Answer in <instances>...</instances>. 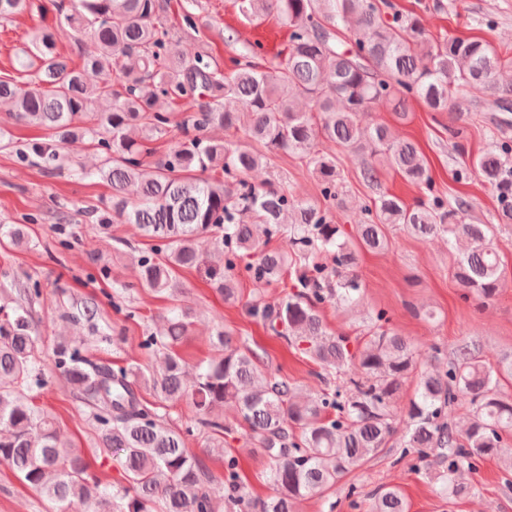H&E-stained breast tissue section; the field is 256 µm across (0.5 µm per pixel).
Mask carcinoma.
Returning <instances> with one entry per match:
<instances>
[{
    "mask_svg": "<svg viewBox=\"0 0 512 512\" xmlns=\"http://www.w3.org/2000/svg\"><path fill=\"white\" fill-rule=\"evenodd\" d=\"M250 21L274 13L288 27V50L262 67L253 61L255 44L232 30L242 60L226 74L203 52L190 58L171 54L164 0H69L57 4L51 26L41 27L17 56L21 77H0V100L10 101L18 122L42 126L50 140L31 153L50 165L58 150L81 137L97 140L107 154L97 175L112 188L110 216L136 224L157 239V257L139 259L144 288L163 294L179 268L202 262L201 241L224 250V270L210 271L226 302L238 299V261L259 252L249 266L252 280L270 286L294 269L291 290L273 305L252 306L278 336L302 345L321 369L325 388L307 397L256 350L217 331V354L199 366L193 385L184 379V359L176 350L189 326V312L172 311L166 329L144 337L142 346L159 350L164 367L146 378L139 366L114 370L84 359L80 348L62 344L54 367L91 410L100 425L102 447L123 459L129 486L108 491L90 471L82 449L59 443L54 421L27 395L44 383L39 365L40 336L32 321L33 297L0 304V460L8 463L55 512L91 502L96 512H295L297 500L321 496L350 468L385 452L399 436L401 454L413 453L445 498L469 492L459 481L475 462L508 447L512 437V397L501 380L512 377V358L493 368L483 363L480 346H457L442 370L417 369L407 340L377 328L355 351L343 335L327 333L319 305L328 299L348 305L361 289L358 258L350 239L315 205L288 197L275 183L260 185L249 172L285 151L308 159L321 192L340 195L338 157L323 153L330 142L362 158L360 177L378 185L373 160L382 158L417 186L424 198L410 206L379 194L354 238L371 252L388 248L387 226L400 224L428 239L446 236L452 248L455 280L484 299L495 297L504 280L494 244L496 226L466 224L467 202L448 208L434 194L433 180L416 145L385 124L365 126L370 108L406 112L411 100L443 112L460 88L479 85L492 110H512V71L490 43L448 37L435 39L419 15L389 21L382 0H238ZM30 0H0V20L26 11ZM89 34L97 52L79 66L58 49L60 34ZM98 76L96 83L88 73ZM187 102L193 112L175 123L182 137L154 162L145 178L151 143L168 132L172 113L158 107ZM244 127L248 142L235 144L209 135L214 128ZM132 128L139 138L129 136ZM512 144L503 141L473 158V168L500 194L497 222L512 224ZM286 235V244L260 249L259 236ZM331 260L326 264L325 260ZM98 304L81 301L70 317L92 323ZM416 392L400 420L391 407L409 376ZM152 382L165 402L189 399L210 431L211 448L220 436L224 404L271 461L272 494L253 500L242 491L239 462L224 457L227 496L208 490L209 471L190 453L186 436L159 422L142 404L141 384ZM469 402V422L461 431L445 421L448 406ZM370 512H409L399 488L381 486L371 494Z\"/></svg>",
    "mask_w": 512,
    "mask_h": 512,
    "instance_id": "cac0c4a2",
    "label": "carcinoma"
}]
</instances>
